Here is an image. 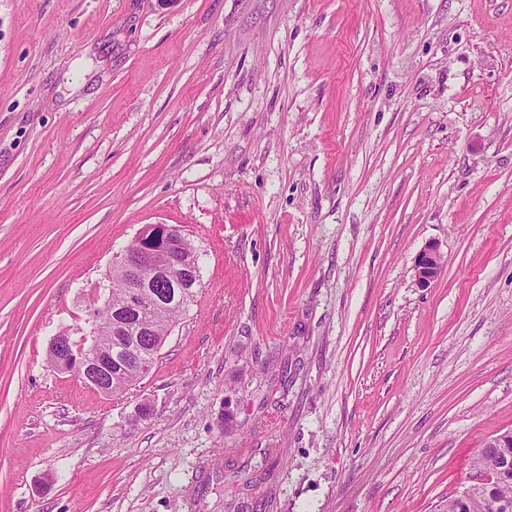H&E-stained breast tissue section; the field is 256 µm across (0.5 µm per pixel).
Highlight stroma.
Masks as SVG:
<instances>
[{"label": "stroma", "mask_w": 512, "mask_h": 512, "mask_svg": "<svg viewBox=\"0 0 512 512\" xmlns=\"http://www.w3.org/2000/svg\"><path fill=\"white\" fill-rule=\"evenodd\" d=\"M155 223L105 396L48 344ZM510 429L512 0H0V512H443ZM134 247L123 251L113 261L112 297L103 310L94 314L88 334H83L81 343L72 339L68 330L60 331L50 342L48 360L50 365L62 372H73L82 382L99 393L109 396L123 392L135 385L152 367L158 355L149 354L145 358L147 366L144 373L134 367L123 365L122 353L115 348L112 336L125 339L133 350L129 362L139 365L148 353L159 352V341L168 336L167 325L173 317L179 322L188 311V293L190 302H195L198 295L192 288H202L196 263L197 253L188 252L183 246V235L177 226L170 224H145L135 236ZM123 309L114 311L124 301ZM170 288H185L187 310L177 305H168L162 309H146L145 318H138L142 307L151 303L154 307L163 306ZM111 320V314L113 313ZM166 340V339H165ZM164 340V342H165ZM159 346V347H158ZM115 365V370H114ZM115 372V374H113ZM442 254L437 244H428L414 260L415 277L419 284L428 286L436 281L442 272Z\"/></svg>", "instance_id": "stroma-1"}]
</instances>
